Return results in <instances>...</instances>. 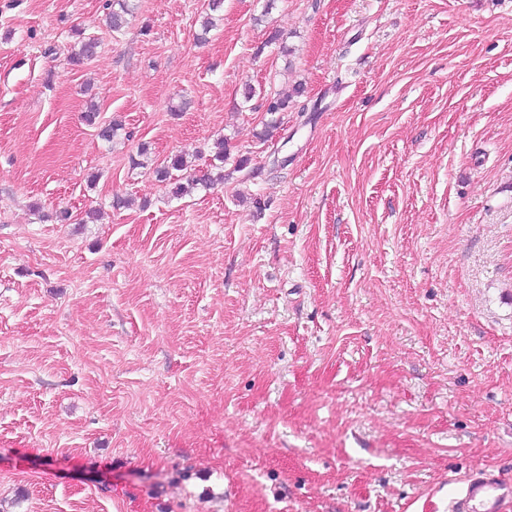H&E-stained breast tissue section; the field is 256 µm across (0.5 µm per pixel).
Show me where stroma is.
<instances>
[{
	"label": "stroma",
	"mask_w": 512,
	"mask_h": 512,
	"mask_svg": "<svg viewBox=\"0 0 512 512\" xmlns=\"http://www.w3.org/2000/svg\"><path fill=\"white\" fill-rule=\"evenodd\" d=\"M106 2L0 0V512L512 483V0H224L204 42L208 0ZM187 167L188 165L184 158L181 155H175L171 157L169 164L156 169L157 177L160 181H168L169 193L175 198H181L191 193V191L196 189L199 185L206 188L213 185L214 181L224 179L222 172L215 180L208 173L203 174L201 177L191 174L180 179L172 177L170 169L183 171L187 169ZM182 179H185V182H183Z\"/></svg>",
	"instance_id": "obj_1"
}]
</instances>
